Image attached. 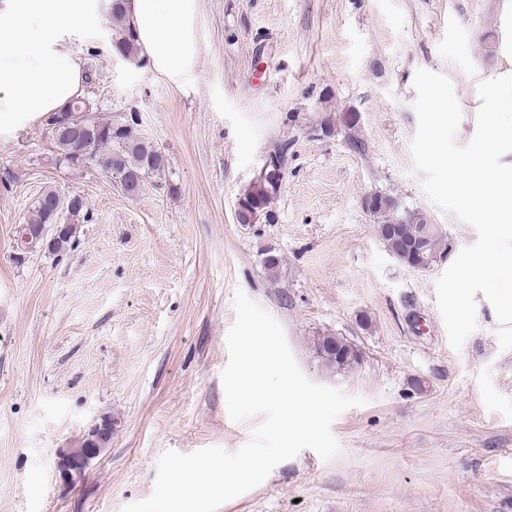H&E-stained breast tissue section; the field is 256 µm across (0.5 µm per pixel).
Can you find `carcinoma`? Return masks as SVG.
I'll return each mask as SVG.
<instances>
[{
    "mask_svg": "<svg viewBox=\"0 0 512 512\" xmlns=\"http://www.w3.org/2000/svg\"><path fill=\"white\" fill-rule=\"evenodd\" d=\"M108 18L115 32L113 50L125 58L138 54L136 35L133 27L126 20L122 9V0H110ZM137 116L131 114L118 119L104 120L97 116L88 120V130L83 136L90 139L99 169L112 179L117 187H122L126 175L145 173L147 177H164L171 173L168 157L156 155L157 145L138 135ZM58 150V160L69 163L74 152V140L68 136L54 138ZM280 191V187L272 181L256 179L245 189V196L259 201L265 215L272 212L271 206ZM60 196L56 188H47L36 198L24 223L29 225H48L61 218L65 220V230L57 235L46 249L50 254L65 253L74 248L79 237L81 226L89 219L87 204L80 200L74 210L65 211L62 216L52 212L54 200ZM371 217L375 224L377 237L389 253L399 262L407 265L409 258L398 254L391 248L388 236L389 228L397 226L400 236L417 242L425 247L424 259L429 266L441 260L448 249V243L438 227L431 223L427 213L417 208L404 206L399 198L387 197L385 206L375 210ZM312 348L323 366L337 372L354 369L362 360L361 350L343 336L331 333L319 334L312 339Z\"/></svg>",
    "mask_w": 512,
    "mask_h": 512,
    "instance_id": "cac0c4a2",
    "label": "carcinoma"
}]
</instances>
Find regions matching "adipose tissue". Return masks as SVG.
Segmentation results:
<instances>
[{
  "instance_id": "adipose-tissue-1",
  "label": "adipose tissue",
  "mask_w": 512,
  "mask_h": 512,
  "mask_svg": "<svg viewBox=\"0 0 512 512\" xmlns=\"http://www.w3.org/2000/svg\"><path fill=\"white\" fill-rule=\"evenodd\" d=\"M123 8L154 70L173 80L193 63L198 0H123ZM90 11V0H0V140L82 96L84 64L64 36ZM496 55L472 93L470 148L447 158L461 207L486 233L481 254L457 258L452 286L460 311L478 286L492 289L497 314L512 318V252L501 249L512 237V0L500 10Z\"/></svg>"
}]
</instances>
